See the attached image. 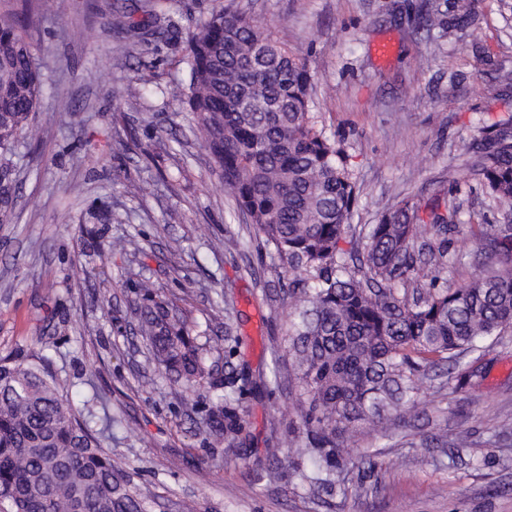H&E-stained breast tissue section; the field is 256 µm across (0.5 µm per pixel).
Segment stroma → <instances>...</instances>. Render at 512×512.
I'll return each instance as SVG.
<instances>
[{
  "mask_svg": "<svg viewBox=\"0 0 512 512\" xmlns=\"http://www.w3.org/2000/svg\"><path fill=\"white\" fill-rule=\"evenodd\" d=\"M115 3L55 0L29 32L47 91L29 119L40 140L20 136L0 155V358L43 351L64 392L93 411L102 447L164 512H512L510 332L490 343L481 386L424 387L410 419L351 439L333 493L276 460L299 424L293 391L272 380L290 362L288 280L236 214L182 94L196 23L220 4L244 11L305 59L318 124L356 183L352 223H377L409 197L454 204L461 224H493L498 208L462 165L478 128L506 115L482 58L512 67V0H479L484 22L451 46L418 27L426 0H159L179 30L135 46L112 27ZM145 65L155 79L128 100ZM131 181L150 193L129 196ZM119 239L125 250H111ZM458 249L449 243L447 269L425 278L457 288L481 276L482 260ZM146 289L182 309L189 335L208 333L215 360L244 365L241 451L210 436L209 387L187 414L184 387L149 362L134 313ZM458 431L467 444L451 443ZM366 453L375 470L360 465Z\"/></svg>",
  "mask_w": 512,
  "mask_h": 512,
  "instance_id": "35a3bbf8",
  "label": "stroma"
}]
</instances>
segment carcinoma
Here are the masks:
<instances>
[{"instance_id": "cac0c4a2", "label": "carcinoma", "mask_w": 512, "mask_h": 512, "mask_svg": "<svg viewBox=\"0 0 512 512\" xmlns=\"http://www.w3.org/2000/svg\"><path fill=\"white\" fill-rule=\"evenodd\" d=\"M0 16V152L44 94L25 32L53 0H19ZM117 28L132 44L158 41L179 28L153 0L116 7ZM483 14L472 0H447L420 16L453 44ZM186 95L201 140L213 156L236 211L257 225L265 246L288 273L295 317L281 336L294 367L298 434L284 455L300 480L321 489L343 473L345 443L388 417L417 407L432 371L448 365V383L477 387L489 340L512 330V116L482 127L470 148L466 176L502 208L500 224H458L457 208L418 224L419 207L402 200L377 224H349L356 183L343 149L318 128L314 77L304 59L247 14L220 7L186 41ZM154 74L140 71L125 92L141 95ZM430 229L438 244L418 246ZM459 236L491 260L487 272L460 288L420 283L423 266L448 264V236ZM138 332L158 369L185 389H213L212 435L243 430L232 411L238 377L212 383L210 345L188 335L182 311L145 293ZM33 352L0 360V512H150V496L132 483L125 463L102 448L92 414H83Z\"/></svg>"}]
</instances>
